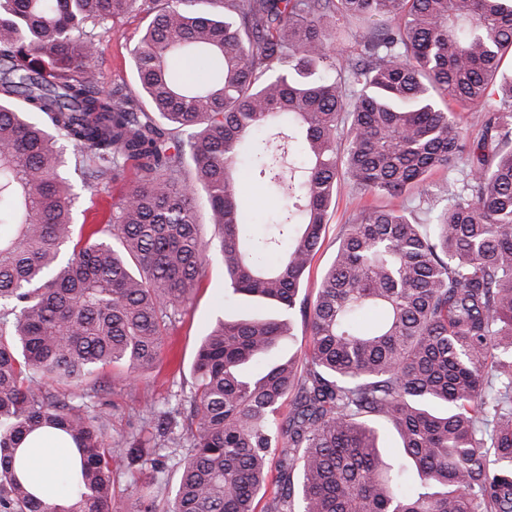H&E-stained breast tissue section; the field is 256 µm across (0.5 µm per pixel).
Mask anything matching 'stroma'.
<instances>
[{"instance_id":"1","label":"stroma","mask_w":512,"mask_h":512,"mask_svg":"<svg viewBox=\"0 0 512 512\" xmlns=\"http://www.w3.org/2000/svg\"><path fill=\"white\" fill-rule=\"evenodd\" d=\"M149 22V16L135 8L113 21L109 32L97 37V69L103 87L109 89L118 86L125 93H138L135 50ZM66 176L77 195L75 219L80 225L105 223L112 212L113 203L127 188L126 183L121 182L100 185L87 191L81 186L80 172L70 167L66 170ZM374 203L397 208L402 201L389 197L377 199L349 187H341L326 226L325 239L303 284V296L314 297L324 271L336 254L338 239L349 214L356 207ZM250 308L249 301L240 295L225 300L224 269L220 263H213L207 277L196 290L182 322L175 333L167 338L156 366L143 372L137 386H127L126 368L106 366L97 371L98 382L106 387L99 400L108 418L111 434L117 436L136 430L142 432L144 437H151L157 419L143 412L144 401H152L161 410L176 409L184 404L193 382L192 367L202 336L206 335L217 318L234 317ZM163 454V449L151 447L147 450L146 461L139 464H129L123 458L116 460L114 493L118 512H129L135 499L136 486L151 480L153 462L162 458Z\"/></svg>"}]
</instances>
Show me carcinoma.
<instances>
[{"instance_id": "1", "label": "carcinoma", "mask_w": 512, "mask_h": 512, "mask_svg": "<svg viewBox=\"0 0 512 512\" xmlns=\"http://www.w3.org/2000/svg\"><path fill=\"white\" fill-rule=\"evenodd\" d=\"M198 2L0 0V512H116L113 463L144 444L108 432L90 378L120 364L137 382L214 260L228 292L310 334L271 364L286 320L216 319L182 432L159 416L154 447L186 449L169 512H256L272 456L267 512H512V0ZM138 3L140 98L95 64ZM351 25L354 51H335ZM62 142L90 189L138 175L85 237ZM245 179L276 200L265 233ZM343 183L427 207L355 210L310 304ZM47 434L80 458L57 474L63 506L17 475ZM149 486L133 512H155Z\"/></svg>"}]
</instances>
